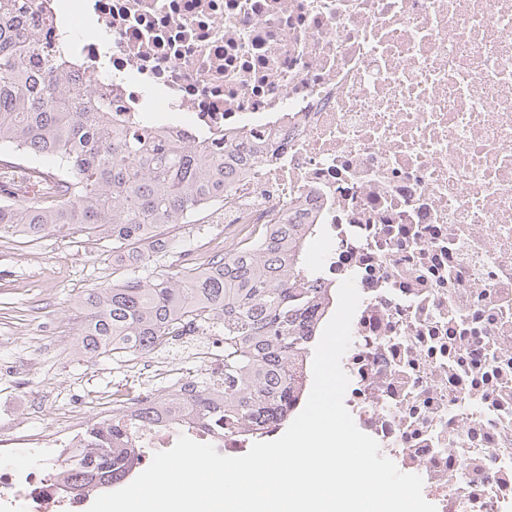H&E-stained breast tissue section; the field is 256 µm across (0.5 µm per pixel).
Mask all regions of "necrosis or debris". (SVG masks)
Wrapping results in <instances>:
<instances>
[{"instance_id": "4bbe7bcc", "label": "necrosis or debris", "mask_w": 512, "mask_h": 512, "mask_svg": "<svg viewBox=\"0 0 512 512\" xmlns=\"http://www.w3.org/2000/svg\"><path fill=\"white\" fill-rule=\"evenodd\" d=\"M28 22L115 123L265 144L224 195L225 243L309 212L319 325L344 279L361 295L341 359L356 426L437 512H512V0H42ZM160 349L131 361L104 423L153 382L224 367L223 337L193 325ZM57 413L66 433L0 439V512H80L105 491L70 476L85 421ZM179 435L137 425L124 480Z\"/></svg>"}]
</instances>
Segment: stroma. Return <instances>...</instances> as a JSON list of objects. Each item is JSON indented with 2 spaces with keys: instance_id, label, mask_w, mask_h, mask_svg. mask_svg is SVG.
I'll return each mask as SVG.
<instances>
[{
  "instance_id": "obj_1",
  "label": "stroma",
  "mask_w": 512,
  "mask_h": 512,
  "mask_svg": "<svg viewBox=\"0 0 512 512\" xmlns=\"http://www.w3.org/2000/svg\"><path fill=\"white\" fill-rule=\"evenodd\" d=\"M224 211L213 205L193 224L173 228L176 251L159 264L176 269L182 251L221 233ZM112 243L92 241L77 225L36 241L0 238V425L38 432L55 421V407L68 402L95 423L100 402L124 381L110 355L86 356L77 347L60 353L57 339H76L82 291L112 282Z\"/></svg>"
}]
</instances>
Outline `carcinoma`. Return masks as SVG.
I'll use <instances>...</instances> for the list:
<instances>
[{
  "instance_id": "1",
  "label": "carcinoma",
  "mask_w": 512,
  "mask_h": 512,
  "mask_svg": "<svg viewBox=\"0 0 512 512\" xmlns=\"http://www.w3.org/2000/svg\"><path fill=\"white\" fill-rule=\"evenodd\" d=\"M30 7L36 0L25 8L22 0H0V148L52 163L62 185L51 195L30 194L1 170L0 237L38 240L77 224L88 239L111 240L120 272L112 284L77 298L85 313L80 351L149 353L190 319L203 331L220 330L221 389L203 382L163 394L143 415L168 402L190 408L195 424L209 431L244 428L261 439L293 414L317 333L322 292L309 282L303 261L313 225L295 210L250 249L216 252L190 276L182 266L141 275L152 255L174 248L167 230L224 200L263 147L246 141L207 149L115 124L93 84H73L66 61L23 23ZM36 56L44 65L32 70L27 60ZM126 430L117 419L106 434L92 433L90 443L108 453L85 454L73 469L118 479L128 464L117 448Z\"/></svg>"
}]
</instances>
